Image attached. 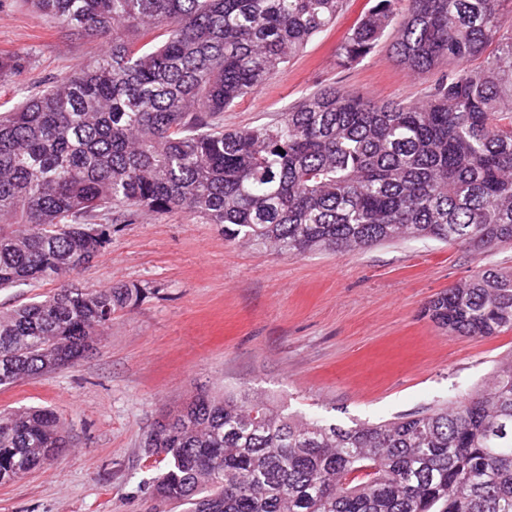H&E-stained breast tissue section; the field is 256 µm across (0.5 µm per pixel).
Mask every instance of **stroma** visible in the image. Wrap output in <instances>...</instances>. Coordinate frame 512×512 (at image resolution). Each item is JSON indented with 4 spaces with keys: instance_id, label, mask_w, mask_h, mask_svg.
Here are the masks:
<instances>
[{
    "instance_id": "obj_1",
    "label": "stroma",
    "mask_w": 512,
    "mask_h": 512,
    "mask_svg": "<svg viewBox=\"0 0 512 512\" xmlns=\"http://www.w3.org/2000/svg\"><path fill=\"white\" fill-rule=\"evenodd\" d=\"M373 4L347 0L333 26L225 110V127L274 123L324 85L424 99L434 77L401 68L396 28L364 58L339 64L338 47ZM103 50L99 39L33 13L28 0H0V57H28L20 74L0 79V106H17ZM500 268H512L511 248L477 253L405 240L295 257L225 240L219 226L180 211L113 225L110 246L75 279L87 288L136 284L148 296L116 312L75 366L0 388V410L52 409L67 436L55 460L0 484V512H153L142 481L156 469L141 443L202 391L254 393L342 425L450 401L512 353V331L449 335L422 311L452 284Z\"/></svg>"
}]
</instances>
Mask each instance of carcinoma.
Segmentation results:
<instances>
[{"label": "carcinoma", "instance_id": "obj_1", "mask_svg": "<svg viewBox=\"0 0 512 512\" xmlns=\"http://www.w3.org/2000/svg\"><path fill=\"white\" fill-rule=\"evenodd\" d=\"M345 0H30L35 13L107 45L0 113V289L61 278L0 314V387L72 365L134 284L64 280L112 241L110 224L188 211L224 236L293 256L401 239L486 252L512 245V26L504 0H375L338 49L365 57L393 22L399 65L439 73L420 104L334 85L281 122L226 129ZM493 52H487L490 45ZM484 58L478 70L463 64ZM22 56L0 57V77ZM284 153H279V150ZM450 334L512 330V270L430 300ZM147 457L157 506L186 512H512V355L451 404L379 423L305 418L246 392L199 393L167 415ZM67 440L48 408L0 412V484Z\"/></svg>", "mask_w": 512, "mask_h": 512}]
</instances>
